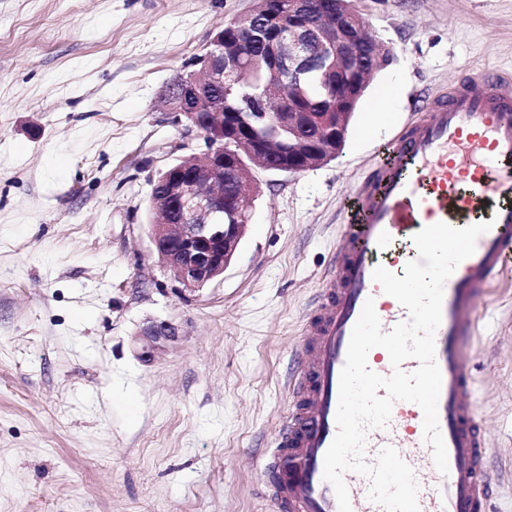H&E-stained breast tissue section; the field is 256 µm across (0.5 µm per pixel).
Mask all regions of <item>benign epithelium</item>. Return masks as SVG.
<instances>
[{
	"label": "benign epithelium",
	"mask_w": 512,
	"mask_h": 512,
	"mask_svg": "<svg viewBox=\"0 0 512 512\" xmlns=\"http://www.w3.org/2000/svg\"><path fill=\"white\" fill-rule=\"evenodd\" d=\"M288 15L293 24L277 34L271 33L270 19L253 9L233 19V24L240 37L263 43L273 76L284 82L298 87L311 70L318 69L326 80L323 87L330 98L332 78L350 80V88L340 100L342 111L284 112L278 118V123L288 128V152L301 151L303 144L319 145L305 156L303 164L278 168L280 172L296 174L342 153L350 120L345 109L364 91L365 84L360 80L363 71L381 66L383 55L373 50L360 56L356 33L349 27L351 19H362L354 0H349L344 9L336 42L323 46L317 55L312 53V46L318 42L323 25L312 0H288ZM200 60L201 76L192 74L178 84L167 85L163 100L176 123L203 134L207 150L193 171L184 161L171 164L152 182L150 194L159 215V221L151 225L154 251L167 272L182 285V291L190 293L224 275L246 228L243 213L224 196V139L243 137L241 128L248 123L246 113L220 109L205 118L201 113L208 105L210 88L229 93L247 82L248 69L239 49L225 46L222 33L211 38ZM176 337L172 325L150 322L136 333L133 342L140 358L149 361Z\"/></svg>",
	"instance_id": "1"
}]
</instances>
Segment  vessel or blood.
<instances>
[{
    "instance_id": "obj_1",
    "label": "vessel or blood",
    "mask_w": 512,
    "mask_h": 512,
    "mask_svg": "<svg viewBox=\"0 0 512 512\" xmlns=\"http://www.w3.org/2000/svg\"><path fill=\"white\" fill-rule=\"evenodd\" d=\"M483 221L490 230L444 285L435 332L442 376L438 422L448 471L437 470L423 439L421 408L404 401L394 404L388 428L368 431L365 460L376 463L381 449L396 448L414 472L420 512H491L495 483L486 425L467 365L479 338L477 301L512 270V74L489 69L427 101L346 201L333 270L302 330L287 382L288 411L260 467L273 512H339L334 488L323 477L324 456L337 434L340 374L352 329L369 300L382 331L407 317L373 281L374 269L403 274L418 257L413 237L425 226ZM344 480L351 512H382L369 498L367 477L349 471Z\"/></svg>"
}]
</instances>
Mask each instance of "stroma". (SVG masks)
I'll list each match as a JSON object with an SVG mask.
<instances>
[{
    "instance_id": "stroma-1",
    "label": "stroma",
    "mask_w": 512,
    "mask_h": 512,
    "mask_svg": "<svg viewBox=\"0 0 512 512\" xmlns=\"http://www.w3.org/2000/svg\"><path fill=\"white\" fill-rule=\"evenodd\" d=\"M355 5L392 59L342 154L255 171L232 263L184 294L151 243V182L206 144L161 97L254 0H0V512H271L256 465L347 197L422 100L512 73V0ZM477 315L494 512H512V272ZM151 321L177 338L145 362Z\"/></svg>"
}]
</instances>
